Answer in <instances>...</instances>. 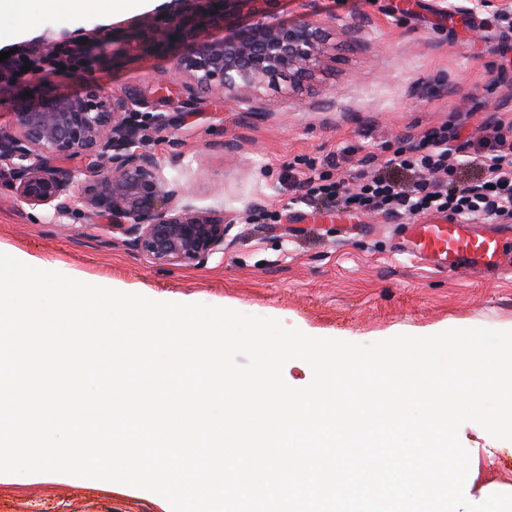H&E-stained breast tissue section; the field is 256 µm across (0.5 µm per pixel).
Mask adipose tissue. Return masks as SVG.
Segmentation results:
<instances>
[{
  "mask_svg": "<svg viewBox=\"0 0 512 512\" xmlns=\"http://www.w3.org/2000/svg\"><path fill=\"white\" fill-rule=\"evenodd\" d=\"M150 0H0V33L14 32L34 23L40 15L59 10H96L111 17L147 8Z\"/></svg>",
  "mask_w": 512,
  "mask_h": 512,
  "instance_id": "ef3b65f1",
  "label": "adipose tissue"
}]
</instances>
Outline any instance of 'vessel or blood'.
Segmentation results:
<instances>
[{
	"label": "vessel or blood",
	"instance_id": "vessel-or-blood-1",
	"mask_svg": "<svg viewBox=\"0 0 512 512\" xmlns=\"http://www.w3.org/2000/svg\"><path fill=\"white\" fill-rule=\"evenodd\" d=\"M511 245L496 232L448 219L406 225L401 241L404 252L451 275L507 273L502 256Z\"/></svg>",
	"mask_w": 512,
	"mask_h": 512
}]
</instances>
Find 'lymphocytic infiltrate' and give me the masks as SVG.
<instances>
[{
    "instance_id": "obj_1",
    "label": "lymphocytic infiltrate",
    "mask_w": 512,
    "mask_h": 512,
    "mask_svg": "<svg viewBox=\"0 0 512 512\" xmlns=\"http://www.w3.org/2000/svg\"><path fill=\"white\" fill-rule=\"evenodd\" d=\"M479 139L463 138L458 123L430 128L388 155L370 151L351 170L355 185L308 162L298 182L308 200L338 209L376 211L392 221L436 212L450 218L512 220V122L485 124ZM475 170L462 180L461 168Z\"/></svg>"
}]
</instances>
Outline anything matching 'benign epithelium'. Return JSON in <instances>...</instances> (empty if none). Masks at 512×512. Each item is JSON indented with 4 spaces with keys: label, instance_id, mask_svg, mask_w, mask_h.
Wrapping results in <instances>:
<instances>
[{
    "label": "benign epithelium",
    "instance_id": "benign-epithelium-1",
    "mask_svg": "<svg viewBox=\"0 0 512 512\" xmlns=\"http://www.w3.org/2000/svg\"><path fill=\"white\" fill-rule=\"evenodd\" d=\"M326 23L286 24L267 13L236 35L192 41L176 67L183 76L182 103L202 94L236 98L255 111L260 89L280 79L296 90L326 63ZM146 101L137 95H104L96 87L73 96L45 98L14 113L0 128V163L10 167L16 201L52 210L58 223L81 211L116 221L126 244L164 266L203 264L224 251L230 224L224 213L178 196L157 158L141 146L152 129L175 124L159 112L139 123ZM86 155L87 170H64L55 161Z\"/></svg>",
    "mask_w": 512,
    "mask_h": 512
}]
</instances>
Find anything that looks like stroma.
I'll list each match as a JSON object with an SVG mask.
<instances>
[{"instance_id": "35a3bbf8", "label": "stroma", "mask_w": 512, "mask_h": 512, "mask_svg": "<svg viewBox=\"0 0 512 512\" xmlns=\"http://www.w3.org/2000/svg\"><path fill=\"white\" fill-rule=\"evenodd\" d=\"M196 8L195 0H153L107 21L63 11L39 17L33 34L0 42V51L44 63L37 80L0 62V127H11L21 104L79 94L91 83L141 96L150 111L181 113L179 126L149 133L143 146L198 207L232 218L223 252L202 265H156L107 219L80 215L61 225L49 209L17 202L5 174L0 251L85 283L271 317L313 337L369 344L448 327H511L512 276L434 271L399 251L400 224L375 213L336 223V210L307 205L294 183L298 159L324 163L346 146L376 152L452 114L467 135L489 116L512 121V65L499 66L505 38L496 22L512 15V0H235L216 24L160 39L171 11L190 19ZM258 12L326 22L325 69L296 92L262 89L253 112L208 96L183 112L175 63L188 41L233 36ZM347 21L362 27L360 41L342 34ZM72 43L80 46L77 67L46 64L51 49ZM458 436L473 476L466 499L512 494V441L473 422ZM0 512L167 510L131 486L39 473L0 474Z\"/></svg>"}]
</instances>
